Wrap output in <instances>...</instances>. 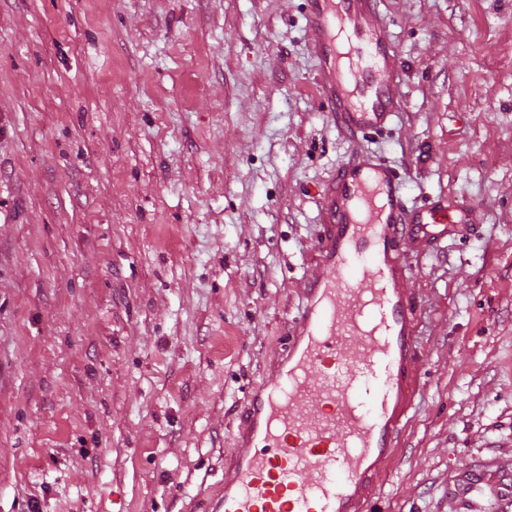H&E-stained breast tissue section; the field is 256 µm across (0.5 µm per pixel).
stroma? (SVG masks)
Instances as JSON below:
<instances>
[{
	"mask_svg": "<svg viewBox=\"0 0 512 512\" xmlns=\"http://www.w3.org/2000/svg\"><path fill=\"white\" fill-rule=\"evenodd\" d=\"M391 129L322 104L304 0H0V512H190L369 150L414 213L421 393L381 512L512 473V0H380ZM501 473L503 472L499 469L490 470L487 468L475 472L471 470L464 475H458L460 479L454 481L457 497L464 498L471 490L479 485L485 484L490 486L501 500L507 502L512 501V488L508 482L505 483L506 480H510V477L503 478L498 475Z\"/></svg>",
	"mask_w": 512,
	"mask_h": 512,
	"instance_id": "1",
	"label": "stroma"
}]
</instances>
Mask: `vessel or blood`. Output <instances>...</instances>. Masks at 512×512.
<instances>
[{
	"mask_svg": "<svg viewBox=\"0 0 512 512\" xmlns=\"http://www.w3.org/2000/svg\"><path fill=\"white\" fill-rule=\"evenodd\" d=\"M316 85L337 126L385 130L402 108L401 65L378 0H307ZM396 168L362 153L320 193L316 272L283 350L253 386L202 512H373L372 503L421 385L417 306L403 283L404 242L425 237ZM512 501L497 471L461 475Z\"/></svg>",
	"mask_w": 512,
	"mask_h": 512,
	"instance_id": "b4317fda",
	"label": "vessel or blood"
}]
</instances>
